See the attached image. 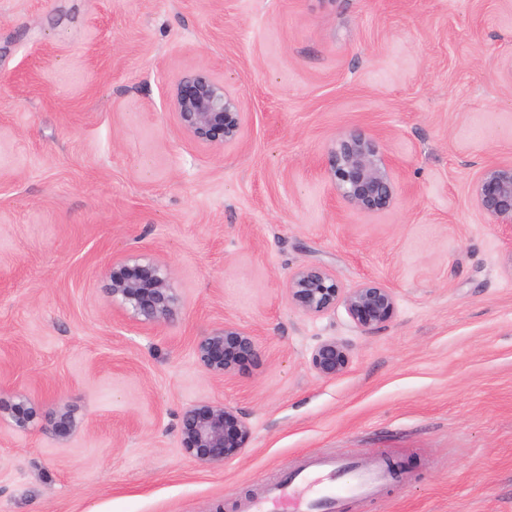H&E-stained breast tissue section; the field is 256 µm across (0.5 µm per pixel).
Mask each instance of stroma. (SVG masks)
I'll use <instances>...</instances> for the list:
<instances>
[{"label": "stroma", "instance_id": "stroma-1", "mask_svg": "<svg viewBox=\"0 0 512 512\" xmlns=\"http://www.w3.org/2000/svg\"><path fill=\"white\" fill-rule=\"evenodd\" d=\"M210 71L243 139H192L170 104ZM358 127L389 156V211L346 208L327 151ZM512 163V0H0V512H246L315 457L395 481L339 512H512V229L472 187ZM170 267L176 318L135 323L113 258ZM327 269L391 288L361 334L295 307ZM226 324L258 353L197 360ZM336 338L342 375L311 367ZM233 407L246 451L181 445L193 405ZM67 413L74 429L53 423ZM350 361L347 345L336 338L318 344L311 353L310 362L317 374L323 378H334L348 368Z\"/></svg>", "mask_w": 512, "mask_h": 512}]
</instances>
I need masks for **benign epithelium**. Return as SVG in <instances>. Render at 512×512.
Returning <instances> with one entry per match:
<instances>
[{
	"label": "benign epithelium",
	"mask_w": 512,
	"mask_h": 512,
	"mask_svg": "<svg viewBox=\"0 0 512 512\" xmlns=\"http://www.w3.org/2000/svg\"><path fill=\"white\" fill-rule=\"evenodd\" d=\"M172 105L180 126L201 144L223 149L243 137L246 113L239 98L208 70L183 73L174 84ZM328 176L337 196L351 210L377 214L390 210L397 201L393 165L378 140L360 128H352L336 139L329 151ZM472 195L478 210L493 223L512 227L511 163L485 165L473 184ZM107 275L112 301L136 322L162 325L178 313L180 298L168 266L131 256L112 262ZM288 294L296 307L313 315L344 305L364 334L389 322L396 308L392 289L373 281L346 288L319 266L291 273ZM254 354V336L232 324L212 330L196 345L199 362L219 376L231 374L240 357ZM349 361L347 345L334 338L318 344L310 358L323 378L341 375ZM9 414L19 428L28 427L36 419V412L25 401L12 406ZM180 434L182 448L189 456L203 465L217 466L246 450L251 429L234 409L205 404L183 412Z\"/></svg>",
	"instance_id": "1"
}]
</instances>
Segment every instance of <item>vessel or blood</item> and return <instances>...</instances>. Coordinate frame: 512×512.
Returning <instances> with one entry per match:
<instances>
[{"mask_svg":"<svg viewBox=\"0 0 512 512\" xmlns=\"http://www.w3.org/2000/svg\"><path fill=\"white\" fill-rule=\"evenodd\" d=\"M389 477L383 468L365 471L346 461H317L308 472L287 477L273 487L267 498L254 503L248 512H334L343 498L369 494ZM300 485L314 488V496H295L294 490Z\"/></svg>","mask_w":512,"mask_h":512,"instance_id":"b4317fda","label":"vessel or blood"}]
</instances>
